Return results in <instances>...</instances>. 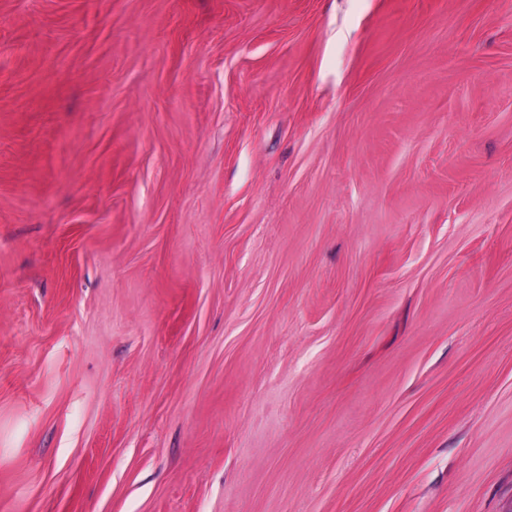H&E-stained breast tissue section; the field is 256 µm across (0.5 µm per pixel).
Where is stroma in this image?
Segmentation results:
<instances>
[{
    "label": "stroma",
    "mask_w": 512,
    "mask_h": 512,
    "mask_svg": "<svg viewBox=\"0 0 512 512\" xmlns=\"http://www.w3.org/2000/svg\"><path fill=\"white\" fill-rule=\"evenodd\" d=\"M0 512H512V0H0Z\"/></svg>",
    "instance_id": "obj_1"
}]
</instances>
